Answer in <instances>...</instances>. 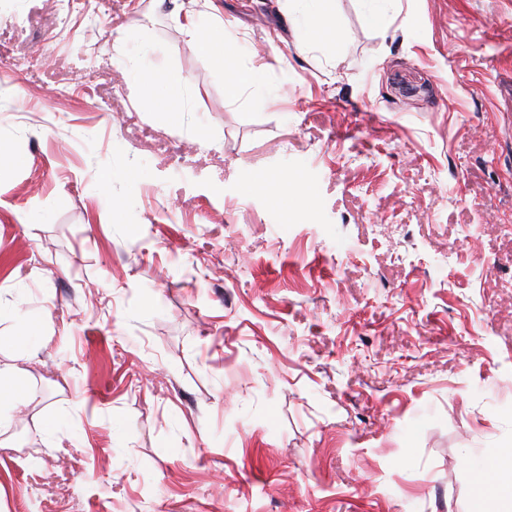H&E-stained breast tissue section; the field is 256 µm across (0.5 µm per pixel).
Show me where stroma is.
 I'll return each instance as SVG.
<instances>
[{
  "mask_svg": "<svg viewBox=\"0 0 512 512\" xmlns=\"http://www.w3.org/2000/svg\"><path fill=\"white\" fill-rule=\"evenodd\" d=\"M215 4L235 97L181 29ZM381 7L308 41L276 0H0V368L37 393L0 512H468L512 442V0ZM267 181L275 188V201L286 208L298 206L303 201H309L308 194L305 190L294 187L288 192V175H276L272 178H268Z\"/></svg>",
  "mask_w": 512,
  "mask_h": 512,
  "instance_id": "stroma-1",
  "label": "stroma"
}]
</instances>
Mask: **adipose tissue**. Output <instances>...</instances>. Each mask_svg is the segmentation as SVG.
I'll use <instances>...</instances> for the list:
<instances>
[{"instance_id":"ef3b65f1","label":"adipose tissue","mask_w":512,"mask_h":512,"mask_svg":"<svg viewBox=\"0 0 512 512\" xmlns=\"http://www.w3.org/2000/svg\"><path fill=\"white\" fill-rule=\"evenodd\" d=\"M324 2L291 0L294 7L292 27L314 40L335 35V23L325 12ZM185 33L201 51L214 56L224 75L225 88L229 94H237L243 86L259 80V72L240 68L238 50L225 41L223 27L217 25L203 31L190 23ZM472 484L470 512H487L486 507L492 501L499 503L500 512H512V448L499 449L493 457L474 465Z\"/></svg>"}]
</instances>
